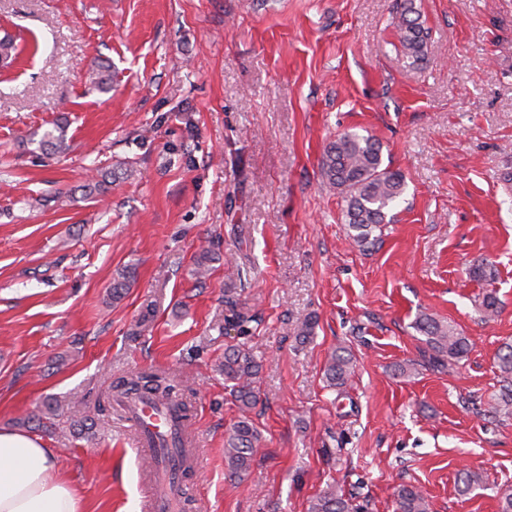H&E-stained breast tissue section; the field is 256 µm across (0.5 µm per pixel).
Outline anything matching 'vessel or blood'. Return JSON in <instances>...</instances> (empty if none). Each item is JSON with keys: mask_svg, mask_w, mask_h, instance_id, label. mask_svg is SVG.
<instances>
[{"mask_svg": "<svg viewBox=\"0 0 512 512\" xmlns=\"http://www.w3.org/2000/svg\"><path fill=\"white\" fill-rule=\"evenodd\" d=\"M125 418L139 445L148 448L153 458V466L146 474V482L152 487L150 512H176L180 489L173 472L184 454L179 448L183 434L180 421L167 409L140 400L128 403Z\"/></svg>", "mask_w": 512, "mask_h": 512, "instance_id": "b4317fda", "label": "vessel or blood"}]
</instances>
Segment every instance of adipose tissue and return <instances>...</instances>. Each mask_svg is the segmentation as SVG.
Segmentation results:
<instances>
[{"label": "adipose tissue", "mask_w": 512, "mask_h": 512, "mask_svg": "<svg viewBox=\"0 0 512 512\" xmlns=\"http://www.w3.org/2000/svg\"><path fill=\"white\" fill-rule=\"evenodd\" d=\"M0 512H85L53 449L0 427Z\"/></svg>", "instance_id": "ef3b65f1"}]
</instances>
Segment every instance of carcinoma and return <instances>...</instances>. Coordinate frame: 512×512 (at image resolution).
I'll return each instance as SVG.
<instances>
[{
    "label": "carcinoma",
    "instance_id": "1",
    "mask_svg": "<svg viewBox=\"0 0 512 512\" xmlns=\"http://www.w3.org/2000/svg\"><path fill=\"white\" fill-rule=\"evenodd\" d=\"M401 52L412 65L428 60L431 53V34L415 0H402L396 13ZM88 81L99 90H108L112 84V65L101 61L88 74ZM66 124L59 122L46 131L40 147L56 150L65 144ZM320 176L326 184L343 195L344 222L353 231L352 241L366 248L373 244L372 234L385 223L387 210L403 195L405 179L401 172L383 164L379 144L369 136L345 132L326 146L321 162ZM133 272L124 269L112 283V301L121 300L128 289ZM235 319L238 335L224 350V380L229 383L231 396L242 411L240 419L224 440V461L231 476L242 478L253 461L257 428L247 415L256 402L255 378L258 365L247 347L249 323L253 317L239 311L237 303L227 300ZM417 329L426 337L431 351L429 364L435 368H449L464 357L470 349V340L451 323H445L424 314L416 321ZM498 366L506 386L501 403L512 405V343L504 344L499 353ZM353 373V357L343 346L331 354L325 379L329 386L342 388ZM178 385L174 380L154 373H142L120 379L112 385L107 398L121 401L134 395L146 396L168 406L181 419L189 418V408L177 399ZM397 512H430L424 493L414 485H401L396 490ZM310 512H357L336 485L328 483L315 496Z\"/></svg>",
    "mask_w": 512,
    "mask_h": 512
}]
</instances>
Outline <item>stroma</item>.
<instances>
[{
    "instance_id": "1",
    "label": "stroma",
    "mask_w": 512,
    "mask_h": 512,
    "mask_svg": "<svg viewBox=\"0 0 512 512\" xmlns=\"http://www.w3.org/2000/svg\"><path fill=\"white\" fill-rule=\"evenodd\" d=\"M397 2L0 0V38L26 45L0 64V426L52 448L89 512L146 503L150 457L106 393L151 367L180 382L201 448L184 512H308L329 483L365 512H396L402 484L430 512H498L512 491V413L489 408L512 342V0H416L432 46L415 66L394 48ZM101 59L107 92L86 84ZM60 121L67 149L42 150ZM345 131L405 176L369 249L319 176ZM96 172L106 190L84 198ZM485 258L492 276L472 277ZM231 299L260 364L241 481L224 466ZM423 313L469 337L452 369L428 366ZM339 345L341 390L324 378ZM73 396L92 430L44 418ZM465 469L482 478L466 495ZM353 369L351 353L345 347L338 346L328 360L325 379L330 387L340 389L347 383Z\"/></svg>"
}]
</instances>
